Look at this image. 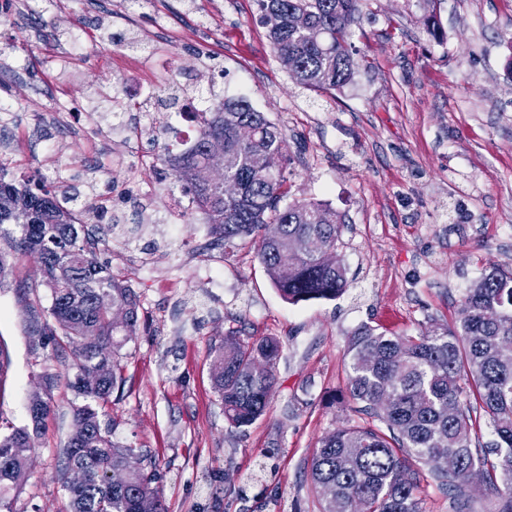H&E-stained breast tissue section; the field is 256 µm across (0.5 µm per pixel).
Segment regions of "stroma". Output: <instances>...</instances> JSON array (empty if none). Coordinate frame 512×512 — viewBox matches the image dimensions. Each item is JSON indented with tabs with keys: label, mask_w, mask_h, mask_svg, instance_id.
<instances>
[{
	"label": "stroma",
	"mask_w": 512,
	"mask_h": 512,
	"mask_svg": "<svg viewBox=\"0 0 512 512\" xmlns=\"http://www.w3.org/2000/svg\"><path fill=\"white\" fill-rule=\"evenodd\" d=\"M0 12V163L11 177L71 187L78 203L116 206L133 240L104 234L98 257L139 299L136 336L121 351L123 384L102 409L114 437L158 462L168 512H319L308 476L320 440L360 422L345 400L347 339L370 325L401 336L453 325L459 301L490 267L512 271V0H363L349 27L358 69L341 91L296 84L274 56L256 0H25ZM441 34L431 36L428 19ZM82 26L80 54L68 52ZM166 94L215 83L246 97L291 145L289 199L342 215L339 253L350 286L332 301L291 305L254 248L200 250L210 227L157 213L168 170L138 128L113 139L91 120L64 138L43 113L60 104L149 110L138 81ZM206 266L224 286L206 287ZM29 254L0 278V423L28 422L44 373L54 412L30 454L16 512H68L64 446L78 399L73 346L39 345L30 307L50 304ZM282 344L266 413L231 429L215 393L210 350L226 334Z\"/></svg>",
	"instance_id": "35a3bbf8"
}]
</instances>
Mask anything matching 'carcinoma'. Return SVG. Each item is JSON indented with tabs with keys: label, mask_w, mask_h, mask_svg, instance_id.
Returning <instances> with one entry per match:
<instances>
[{
	"label": "carcinoma",
	"mask_w": 512,
	"mask_h": 512,
	"mask_svg": "<svg viewBox=\"0 0 512 512\" xmlns=\"http://www.w3.org/2000/svg\"><path fill=\"white\" fill-rule=\"evenodd\" d=\"M363 0H257L277 57L292 61L290 77L324 92L340 91L354 78L357 62L349 25ZM301 16L305 27L294 18ZM213 108L186 112L196 135L178 154H166L184 196L211 226L216 244L251 242L280 296L296 305L334 300L349 287L337 253L340 220L316 202L282 204L285 169L261 172L264 156L290 144L278 127L245 98L217 99ZM224 166L238 181V197L195 180L197 167ZM0 275L28 252L48 254L42 283L49 288L46 314L34 313L41 344H75L71 387L83 404L65 448L70 512H167L163 474L156 459L111 438L98 405L120 389V350L135 335L139 300L119 274L97 257L99 238L65 205L66 191L32 188L8 177L0 163ZM112 297V310L97 305ZM122 317L117 328L111 317ZM281 344L265 336L252 342L231 333L211 350V377L230 427L243 431L267 409ZM346 393L376 425H342L326 435L309 468L320 512H424L421 476L448 497L452 512H477L469 489L494 496L492 512H512V273L485 271L460 301L452 326L418 337L389 336L362 326L348 339ZM490 419L496 440L480 442L478 411ZM50 413L46 399L28 408L29 424L0 431V512H13V474L28 467L29 440Z\"/></svg>",
	"instance_id": "cac0c4a2"
}]
</instances>
